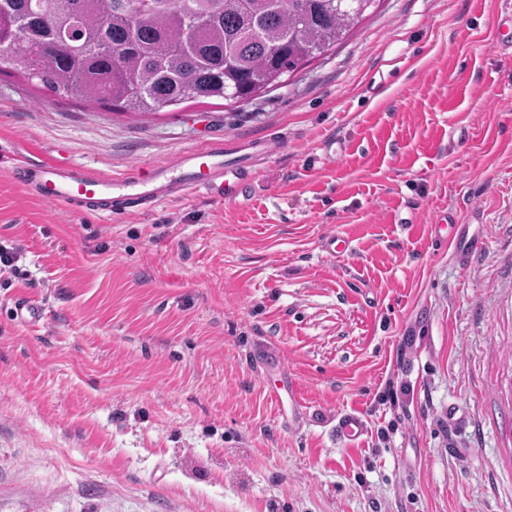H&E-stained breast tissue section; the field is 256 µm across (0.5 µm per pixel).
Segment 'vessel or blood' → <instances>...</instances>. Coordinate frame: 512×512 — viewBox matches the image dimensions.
Here are the masks:
<instances>
[{"mask_svg": "<svg viewBox=\"0 0 512 512\" xmlns=\"http://www.w3.org/2000/svg\"><path fill=\"white\" fill-rule=\"evenodd\" d=\"M264 153L239 148L227 151L223 142L211 141L180 154L167 165L153 169L150 177L101 176L71 163L52 159H18L22 189L42 203L65 211L91 212L103 218L147 211L167 200L182 199L202 191L209 198L236 202L251 196L257 166ZM363 414L337 416L334 430L345 445L366 432Z\"/></svg>", "mask_w": 512, "mask_h": 512, "instance_id": "vessel-or-blood-1", "label": "vessel or blood"}]
</instances>
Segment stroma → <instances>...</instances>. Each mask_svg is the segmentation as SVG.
<instances>
[{
	"instance_id": "obj_1",
	"label": "stroma",
	"mask_w": 512,
	"mask_h": 512,
	"mask_svg": "<svg viewBox=\"0 0 512 512\" xmlns=\"http://www.w3.org/2000/svg\"><path fill=\"white\" fill-rule=\"evenodd\" d=\"M508 13L380 0L245 104L118 112L0 75V151L32 159L120 177L212 136L277 141L247 205L109 221L36 201L0 158L21 271L0 270V512H512ZM330 140L348 150L325 161ZM345 411L368 424L352 446ZM367 425L363 414L348 412L336 417L334 431L336 437L350 446L358 441L366 432Z\"/></svg>"
}]
</instances>
